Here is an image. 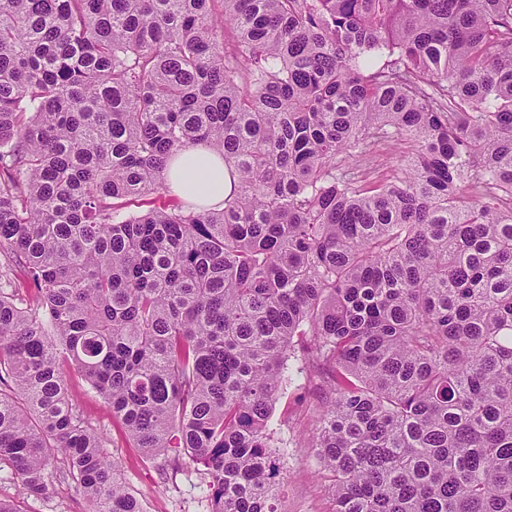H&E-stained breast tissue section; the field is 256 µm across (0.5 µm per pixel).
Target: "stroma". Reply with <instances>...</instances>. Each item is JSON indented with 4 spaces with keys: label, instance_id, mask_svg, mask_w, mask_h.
Listing matches in <instances>:
<instances>
[{
    "label": "stroma",
    "instance_id": "stroma-1",
    "mask_svg": "<svg viewBox=\"0 0 512 512\" xmlns=\"http://www.w3.org/2000/svg\"><path fill=\"white\" fill-rule=\"evenodd\" d=\"M68 395L82 411L86 422L102 438V452L118 464V475L126 490L141 502L144 512H209L203 493L204 479L195 465L160 474L158 464L144 460L134 448L104 399L76 371L67 373ZM319 404L296 380L272 405L271 421L280 426L284 447L278 448L281 480L278 512H334L335 503L313 449L303 447V438L316 432ZM0 499L18 505L20 512H87L81 487L73 482L51 483L46 495L26 494L11 476L0 477Z\"/></svg>",
    "mask_w": 512,
    "mask_h": 512
}]
</instances>
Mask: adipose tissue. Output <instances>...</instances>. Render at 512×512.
Wrapping results in <instances>:
<instances>
[{
	"mask_svg": "<svg viewBox=\"0 0 512 512\" xmlns=\"http://www.w3.org/2000/svg\"><path fill=\"white\" fill-rule=\"evenodd\" d=\"M168 180L181 196L210 205L222 204L233 188L223 160L202 145L179 152L170 165Z\"/></svg>",
	"mask_w": 512,
	"mask_h": 512,
	"instance_id": "adipose-tissue-1",
	"label": "adipose tissue"
}]
</instances>
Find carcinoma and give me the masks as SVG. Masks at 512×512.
Wrapping results in <instances>:
<instances>
[{"label":"carcinoma","instance_id":"carcinoma-1","mask_svg":"<svg viewBox=\"0 0 512 512\" xmlns=\"http://www.w3.org/2000/svg\"><path fill=\"white\" fill-rule=\"evenodd\" d=\"M198 144L222 208L165 177ZM508 201L512 0H0V471L143 512L68 363L210 512H277L302 375L335 512H512ZM409 150L408 144L381 143L376 146L366 161L369 179L384 181L390 179L397 171L404 152Z\"/></svg>","mask_w":512,"mask_h":512}]
</instances>
